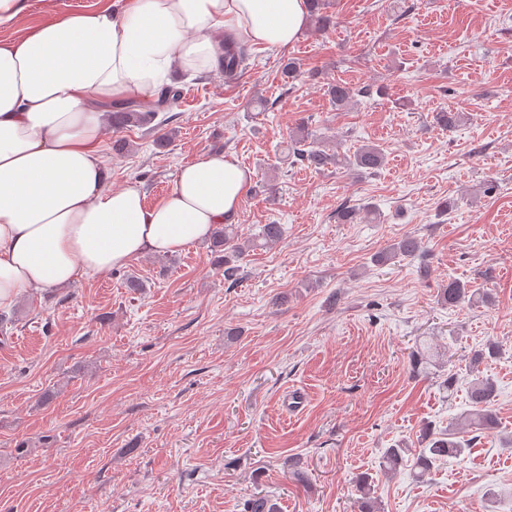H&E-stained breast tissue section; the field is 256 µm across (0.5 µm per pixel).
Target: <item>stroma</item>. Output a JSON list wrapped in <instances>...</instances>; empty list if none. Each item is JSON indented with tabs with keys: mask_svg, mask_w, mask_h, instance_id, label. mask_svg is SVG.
Returning <instances> with one entry per match:
<instances>
[{
	"mask_svg": "<svg viewBox=\"0 0 512 512\" xmlns=\"http://www.w3.org/2000/svg\"><path fill=\"white\" fill-rule=\"evenodd\" d=\"M102 3L27 0L17 27ZM330 3L335 28L249 48L232 81L175 78L173 121L106 131L107 188L136 184L151 203L221 150L253 173L240 233L285 234L233 284L198 241L23 297L0 346V512H245L256 496L276 512H351L364 479L380 512H512V0ZM288 57L304 72L291 86ZM336 81L387 89L339 110ZM444 107L464 117L450 132L431 125ZM301 126L343 153L378 144L385 164H290ZM367 204L379 223L338 222ZM408 234L420 256L374 263ZM452 276L492 303L441 304ZM423 337L443 368L413 371ZM490 340L498 429L424 479L384 471L385 449L421 447L466 410L470 358Z\"/></svg>",
	"mask_w": 512,
	"mask_h": 512,
	"instance_id": "stroma-1",
	"label": "stroma"
}]
</instances>
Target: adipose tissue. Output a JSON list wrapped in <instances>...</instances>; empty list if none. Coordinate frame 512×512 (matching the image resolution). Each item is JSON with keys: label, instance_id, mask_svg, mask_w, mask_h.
<instances>
[{"label": "adipose tissue", "instance_id": "adipose-tissue-1", "mask_svg": "<svg viewBox=\"0 0 512 512\" xmlns=\"http://www.w3.org/2000/svg\"><path fill=\"white\" fill-rule=\"evenodd\" d=\"M307 17V0H105L0 40V311L233 223L252 173L221 150L154 203L105 189L106 110L219 69L225 44L289 46Z\"/></svg>", "mask_w": 512, "mask_h": 512}]
</instances>
